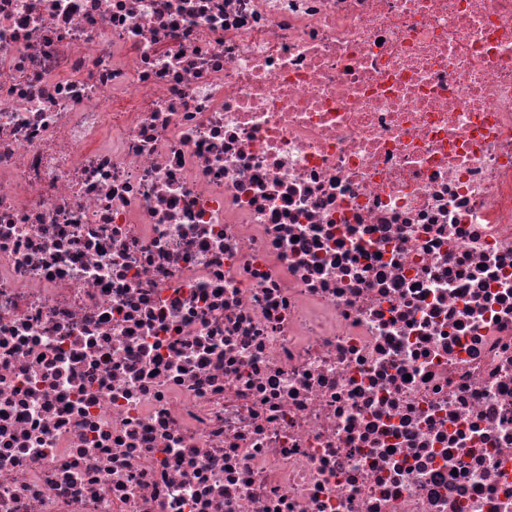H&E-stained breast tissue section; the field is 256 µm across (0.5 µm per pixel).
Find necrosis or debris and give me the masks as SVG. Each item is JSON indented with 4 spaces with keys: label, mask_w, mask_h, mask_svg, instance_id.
Listing matches in <instances>:
<instances>
[{
    "label": "necrosis or debris",
    "mask_w": 512,
    "mask_h": 512,
    "mask_svg": "<svg viewBox=\"0 0 512 512\" xmlns=\"http://www.w3.org/2000/svg\"><path fill=\"white\" fill-rule=\"evenodd\" d=\"M0 512H512V0H0Z\"/></svg>",
    "instance_id": "1"
}]
</instances>
